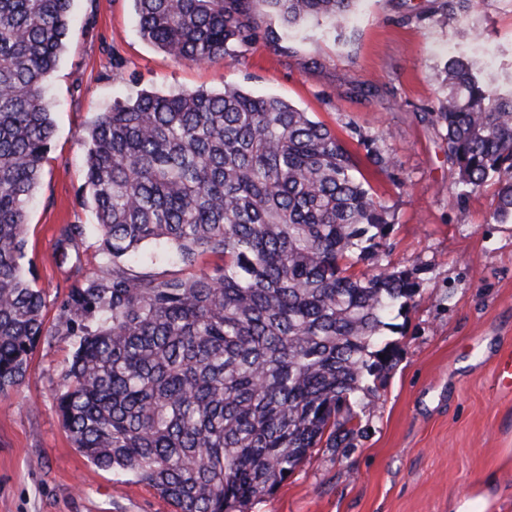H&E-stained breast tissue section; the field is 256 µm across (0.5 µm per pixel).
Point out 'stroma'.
<instances>
[{"label": "stroma", "mask_w": 512, "mask_h": 512, "mask_svg": "<svg viewBox=\"0 0 512 512\" xmlns=\"http://www.w3.org/2000/svg\"><path fill=\"white\" fill-rule=\"evenodd\" d=\"M72 30L47 87L55 125L27 211L25 262L47 325L73 283L56 248L65 224L95 223L83 143L113 103L148 92L236 86L282 98L343 139L391 157L365 169L391 209L388 259L417 271L414 304L385 334L397 363L370 378L351 447L311 449L250 512H512V390L494 367L512 353V221L493 220L495 184L457 202L445 131L448 57L512 89V0H357L342 33L312 24L258 38L223 59L178 61L142 38L134 0H74ZM75 344L42 337L22 382L0 394V512H176L146 482L101 469L74 447L56 408Z\"/></svg>", "instance_id": "stroma-1"}]
</instances>
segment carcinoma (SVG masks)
I'll use <instances>...</instances> for the list:
<instances>
[{
    "instance_id": "carcinoma-1",
    "label": "carcinoma",
    "mask_w": 512,
    "mask_h": 512,
    "mask_svg": "<svg viewBox=\"0 0 512 512\" xmlns=\"http://www.w3.org/2000/svg\"><path fill=\"white\" fill-rule=\"evenodd\" d=\"M72 2L0 0V393L23 379L41 337L73 336L56 406L77 450L148 482L177 512H249L309 449L351 446L367 379L396 362L382 331L419 293L416 272L386 260L389 210L325 123L237 87L142 92L88 132L97 224L63 225L58 248L77 252L93 233L105 270L75 263L62 317L46 327L43 292L23 273L24 227ZM134 2L145 40L202 63L261 35L282 40L258 2L288 27L341 28L356 0ZM444 72L451 91L433 117L457 201L493 179V217L512 220V95L463 59ZM158 263L181 274L140 271Z\"/></svg>"
}]
</instances>
